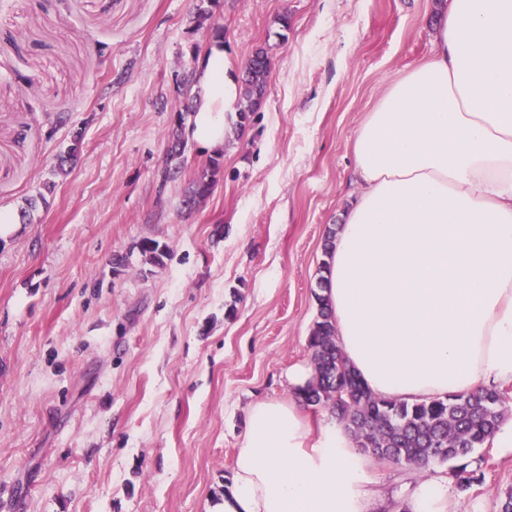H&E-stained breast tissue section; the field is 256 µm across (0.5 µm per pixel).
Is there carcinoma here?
I'll list each match as a JSON object with an SVG mask.
<instances>
[{"mask_svg":"<svg viewBox=\"0 0 512 512\" xmlns=\"http://www.w3.org/2000/svg\"><path fill=\"white\" fill-rule=\"evenodd\" d=\"M270 77V62L263 48L252 51L243 77V88L236 125L244 126L248 114L262 99ZM82 134H73L71 143L58 156L57 174L71 173L79 155ZM187 141L178 134L168 149L161 185L178 178ZM219 171V164L203 173L186 191L184 208L207 196ZM149 263L164 265L166 246L153 239L140 245ZM318 319L308 337L315 369L313 382L301 394L305 405L324 407L344 424L356 447L378 455L392 464L434 471L455 461L453 466L460 486L468 487L472 476L465 459L488 444L506 416L507 395L495 387L479 388L445 399L422 402H396L373 394L360 375L340 353L335 340V325L326 299L316 294Z\"/></svg>","mask_w":512,"mask_h":512,"instance_id":"obj_1","label":"carcinoma"}]
</instances>
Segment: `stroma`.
Returning a JSON list of instances; mask_svg holds the SVG:
<instances>
[{"label": "stroma", "mask_w": 512, "mask_h": 512, "mask_svg": "<svg viewBox=\"0 0 512 512\" xmlns=\"http://www.w3.org/2000/svg\"><path fill=\"white\" fill-rule=\"evenodd\" d=\"M438 0H219L224 56L271 74L219 159L195 143L161 183L183 85L208 47L196 0H0V512H218L248 405L311 359L329 229L355 187L353 142L385 87L426 59ZM288 26H281L280 17ZM81 130L79 161L55 156ZM165 245L163 268L139 251ZM127 264L113 272L112 257ZM378 512H409L416 469L364 456ZM447 467L449 512H500L512 453ZM219 171V163L214 162L211 169L208 172H204L186 191L184 199L182 201L185 209H192V206L188 205V202L196 204L199 199L207 196L215 181L216 175Z\"/></svg>", "instance_id": "1"}]
</instances>
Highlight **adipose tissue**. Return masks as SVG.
Here are the masks:
<instances>
[{"instance_id": "adipose-tissue-1", "label": "adipose tissue", "mask_w": 512, "mask_h": 512, "mask_svg": "<svg viewBox=\"0 0 512 512\" xmlns=\"http://www.w3.org/2000/svg\"><path fill=\"white\" fill-rule=\"evenodd\" d=\"M432 54L385 88L353 144L359 190L326 259L337 344L380 397L512 383V0H445ZM187 135L232 137L238 84L212 43ZM300 400L246 412L222 512H368V477L334 416Z\"/></svg>"}]
</instances>
